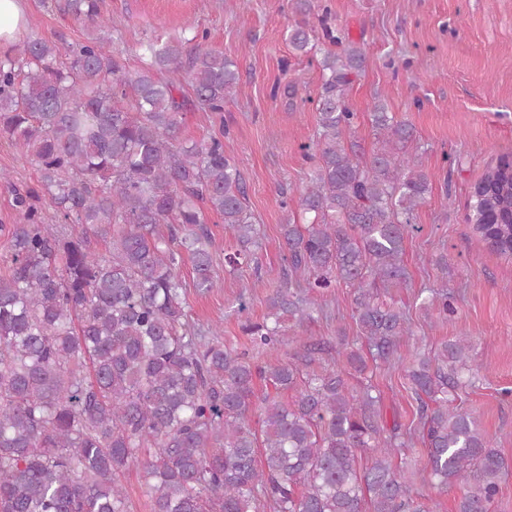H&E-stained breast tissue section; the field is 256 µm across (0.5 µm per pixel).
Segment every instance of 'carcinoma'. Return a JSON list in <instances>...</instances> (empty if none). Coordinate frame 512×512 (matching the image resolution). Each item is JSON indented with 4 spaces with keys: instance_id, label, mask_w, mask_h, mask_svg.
I'll return each instance as SVG.
<instances>
[{
    "instance_id": "cac0c4a2",
    "label": "carcinoma",
    "mask_w": 512,
    "mask_h": 512,
    "mask_svg": "<svg viewBox=\"0 0 512 512\" xmlns=\"http://www.w3.org/2000/svg\"><path fill=\"white\" fill-rule=\"evenodd\" d=\"M65 8L92 30L84 42L28 37L0 52V137L38 171L37 187L14 189L0 275V512H129L121 477L132 468L152 512H436L394 465L412 440L368 377L396 364L417 402L430 488L455 490L456 512H491L507 464L455 405L479 380L473 343L398 350L413 331L389 294L408 286L405 240L429 179L407 156L414 127L382 102L371 112L379 147L367 156L344 143L363 49L326 27L334 51L306 23L288 30L323 78L317 141L304 147L315 161L299 197L308 220L280 225L283 279L266 319L241 324L248 346L230 348L219 326L187 314L179 269L188 260L194 288L217 287L211 214L236 244L224 255L233 271L262 236L224 136L186 145L181 128L191 111L222 116L236 63L197 32L148 41L149 62L130 71L99 0ZM467 223L512 261L511 154L474 185ZM340 284L357 336L288 335L323 315ZM420 305L442 321L457 312L434 289Z\"/></svg>"
}]
</instances>
